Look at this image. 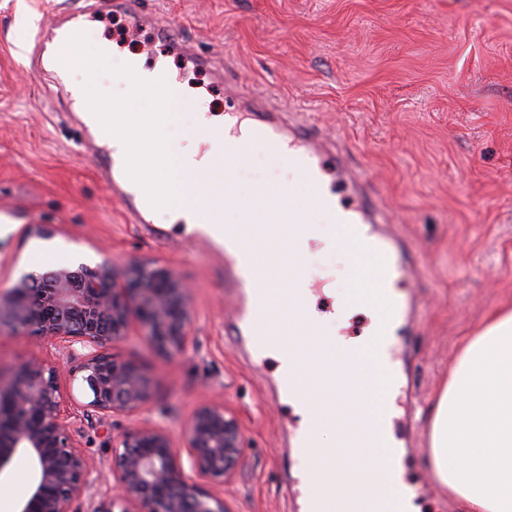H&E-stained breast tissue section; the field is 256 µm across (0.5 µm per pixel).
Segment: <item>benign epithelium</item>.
I'll return each mask as SVG.
<instances>
[{"instance_id":"1","label":"benign epithelium","mask_w":512,"mask_h":512,"mask_svg":"<svg viewBox=\"0 0 512 512\" xmlns=\"http://www.w3.org/2000/svg\"><path fill=\"white\" fill-rule=\"evenodd\" d=\"M164 354L193 348L186 286L165 265L134 262L122 269L103 260L28 274L0 290V335L45 337L77 362L71 383L83 400L62 392L60 372L32 358L0 371V477L24 457L29 497L15 512H232L224 497L181 475V458L164 429L141 425L112 439V494L97 498L94 466L83 453L90 413H131L151 397L143 370L112 353L132 327ZM190 469L229 484L243 451L236 415L205 402L184 436Z\"/></svg>"}]
</instances>
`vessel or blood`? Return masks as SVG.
<instances>
[{
	"label": "vessel or blood",
	"instance_id": "vessel-or-blood-1",
	"mask_svg": "<svg viewBox=\"0 0 512 512\" xmlns=\"http://www.w3.org/2000/svg\"><path fill=\"white\" fill-rule=\"evenodd\" d=\"M112 8L136 22L154 26L157 36L166 45L183 49L184 44L177 38L175 29L157 17L146 0H112ZM78 33L72 18L59 17L42 40L39 69L50 74L55 87L76 109L80 127L89 131L95 127V108L84 99L81 91L69 84L65 71L53 62L54 48L74 40ZM219 77L224 82V124L209 127L206 138L223 145L225 159H241L253 145L277 151L308 183L311 205L324 213L327 223L333 224L338 240L365 257L383 258L385 270L381 282L397 280L413 268L414 256L405 240L381 232V225L390 221L388 211L368 172L346 149L330 139L318 124L285 116L270 97L244 93L232 67H225ZM242 124L247 127L243 133L238 130ZM94 155L100 178L132 223H149L157 189L133 178L128 156L102 145L96 146ZM289 197V189L282 185L265 190L264 206L255 216L262 232L261 242L243 244L233 228L217 227L211 214L197 229L198 238L208 245L214 256L224 261V283L233 289L239 301L234 316L239 342L256 355L265 352L271 342V322L289 329L299 321L317 323L326 313L337 319L343 316L341 308L336 306L326 313L309 307L308 301L316 293L311 286L284 294L281 308H272L267 301L268 290L297 278L303 262L302 256L293 252L284 262L270 263L265 259L266 254L279 246L293 242V226L299 216L297 211L287 208ZM387 299L391 304V317L386 339L378 343L376 354L379 364L391 376V383L384 391L385 400L390 403L410 392L409 384L397 373L396 355L400 337L408 333L411 323L418 317L419 303L416 296L402 293L388 294ZM286 360L287 367L280 377L281 395L291 398L303 394L304 378L318 370L326 381L321 393L323 403L335 401L337 385L344 373L335 358L312 346L288 353Z\"/></svg>",
	"mask_w": 512,
	"mask_h": 512
}]
</instances>
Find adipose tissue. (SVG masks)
I'll list each match as a JSON object with an SVG mask.
<instances>
[{"label": "adipose tissue", "mask_w": 512, "mask_h": 512, "mask_svg": "<svg viewBox=\"0 0 512 512\" xmlns=\"http://www.w3.org/2000/svg\"><path fill=\"white\" fill-rule=\"evenodd\" d=\"M136 91L146 95L154 88H116L111 110L97 113L98 131L104 138L143 132L134 172L156 181L169 203L168 223L192 231L206 203L200 184L234 181L235 169L204 141V115H195L178 141L165 137L180 117L178 93L168 98L169 112L157 114L129 111ZM429 464L461 512H512V305L492 312L462 347L431 408Z\"/></svg>", "instance_id": "obj_1"}]
</instances>
